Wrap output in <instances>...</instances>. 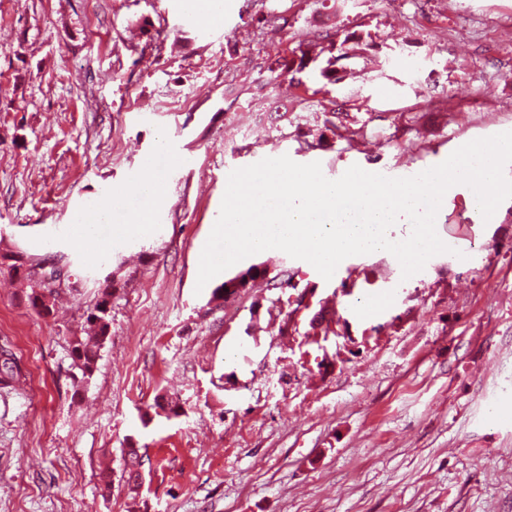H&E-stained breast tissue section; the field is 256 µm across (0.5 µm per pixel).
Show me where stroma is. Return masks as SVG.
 <instances>
[{"label": "stroma", "instance_id": "stroma-1", "mask_svg": "<svg viewBox=\"0 0 512 512\" xmlns=\"http://www.w3.org/2000/svg\"><path fill=\"white\" fill-rule=\"evenodd\" d=\"M194 3L0 0V255L57 256L74 281L45 317L0 270L18 371L0 385V512H512V199L485 222L457 189L436 218L449 252L407 279L387 254L327 281L273 250L196 286L235 169L286 155L331 180L410 177L512 131V0H233L210 26ZM269 10L288 28H258ZM327 32L364 44L342 82L276 77ZM150 172L160 197L132 190ZM98 207L97 247H75L69 225ZM145 212L146 235H114ZM452 224L476 242L461 258ZM110 275L81 383L70 343ZM325 306L330 330L311 329ZM115 280L112 276L105 279L103 287L100 289V296L86 316V322L93 325L96 329V340H82L78 336L74 337L71 343L72 362L81 372V380L90 378L95 370L99 357V352L103 342L109 333L110 313L112 310V296L115 288Z\"/></svg>", "mask_w": 512, "mask_h": 512}]
</instances>
